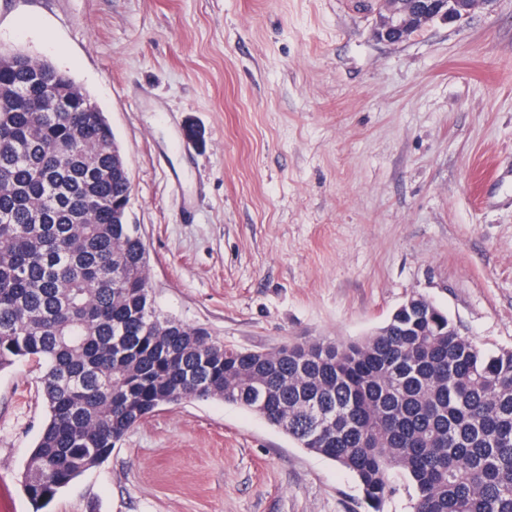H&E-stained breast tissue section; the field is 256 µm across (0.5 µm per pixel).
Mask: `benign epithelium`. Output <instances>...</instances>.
<instances>
[{
  "label": "benign epithelium",
  "instance_id": "7a95c632",
  "mask_svg": "<svg viewBox=\"0 0 512 512\" xmlns=\"http://www.w3.org/2000/svg\"><path fill=\"white\" fill-rule=\"evenodd\" d=\"M382 11L374 35L399 42L437 19L457 22L465 18L475 0H380Z\"/></svg>",
  "mask_w": 512,
  "mask_h": 512
}]
</instances>
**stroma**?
Returning a JSON list of instances; mask_svg holds the SVG:
<instances>
[{
	"label": "stroma",
	"instance_id": "obj_1",
	"mask_svg": "<svg viewBox=\"0 0 512 512\" xmlns=\"http://www.w3.org/2000/svg\"><path fill=\"white\" fill-rule=\"evenodd\" d=\"M378 0H0V49L104 113L161 313L225 345L350 341L409 297L512 350V0L392 43ZM0 371V512L47 411ZM354 476L241 406H164L44 512H357Z\"/></svg>",
	"mask_w": 512,
	"mask_h": 512
}]
</instances>
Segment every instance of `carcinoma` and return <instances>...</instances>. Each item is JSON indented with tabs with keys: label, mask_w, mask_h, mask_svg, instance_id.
Wrapping results in <instances>:
<instances>
[{
	"label": "carcinoma",
	"mask_w": 512,
	"mask_h": 512,
	"mask_svg": "<svg viewBox=\"0 0 512 512\" xmlns=\"http://www.w3.org/2000/svg\"><path fill=\"white\" fill-rule=\"evenodd\" d=\"M0 70V371L42 369L47 410L22 474L36 507L160 407H244L356 478L364 512H512V350L489 353L413 296L349 342L228 347L155 306L112 127L22 50ZM45 83L69 112H36Z\"/></svg>",
	"instance_id": "obj_1"
}]
</instances>
